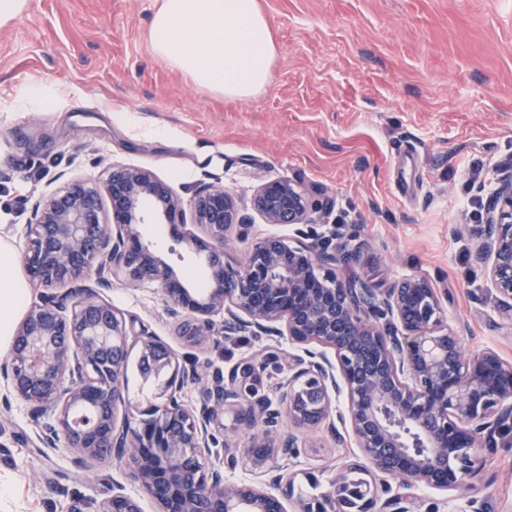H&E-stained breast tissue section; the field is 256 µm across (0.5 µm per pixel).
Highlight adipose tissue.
<instances>
[{"label":"adipose tissue","mask_w":512,"mask_h":512,"mask_svg":"<svg viewBox=\"0 0 512 512\" xmlns=\"http://www.w3.org/2000/svg\"><path fill=\"white\" fill-rule=\"evenodd\" d=\"M153 52L203 88L248 99L272 79L277 47L259 0H161L149 26ZM29 299L12 243L0 236V348Z\"/></svg>","instance_id":"ef3b65f1"}]
</instances>
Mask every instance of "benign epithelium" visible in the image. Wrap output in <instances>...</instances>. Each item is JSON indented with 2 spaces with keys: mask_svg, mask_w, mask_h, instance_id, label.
<instances>
[{
  "mask_svg": "<svg viewBox=\"0 0 512 512\" xmlns=\"http://www.w3.org/2000/svg\"><path fill=\"white\" fill-rule=\"evenodd\" d=\"M111 219L102 218V196ZM152 201L167 224L183 223L184 210L169 185L137 168H114L101 181L73 180L36 206L23 263L36 285L54 288L32 306L17 327L0 381L24 402L41 425L45 448L67 449L73 463L113 459L128 464L144 496L159 512H285L263 487L224 480L237 456L224 452V467H204L221 429V415L235 409L239 425L252 431L251 446L283 419L299 430L325 426L339 446L352 440L361 457L350 458L319 500H297L298 512H410L419 488L451 491L475 475L480 449L512 434V364L492 351L468 356L445 322L436 289L407 275L385 288L362 279H341L339 265L358 261L361 250L313 233L292 247L268 235L249 251L245 266L224 264L228 231L243 223L221 188L195 195L192 212L203 235L185 243L207 253L212 286L194 298L142 244V225ZM268 224H317L329 201L288 180L262 184L253 199ZM479 255L500 305L512 310V174L499 179L486 199ZM129 282H156L173 311L190 313L180 323L189 342L214 329L224 313V335L254 329L334 351H308L278 381L274 399L252 400L247 379L272 354L254 358L212 383L200 407L177 397L196 371L179 365L158 337L138 335L143 378L166 398L118 416L126 404L128 333L112 306L85 284L95 260ZM160 442L162 461L143 454L145 440ZM290 432L260 461L276 472L291 496L293 475L279 459L296 448ZM373 475L372 493L352 484L354 469ZM71 512H141L139 502L114 485L103 502H77Z\"/></svg>",
  "mask_w": 512,
  "mask_h": 512,
  "instance_id": "1",
  "label": "benign epithelium"
}]
</instances>
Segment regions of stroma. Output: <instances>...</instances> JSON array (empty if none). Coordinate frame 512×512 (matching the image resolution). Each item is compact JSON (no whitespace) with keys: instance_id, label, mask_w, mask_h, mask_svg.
I'll use <instances>...</instances> for the list:
<instances>
[{"instance_id":"stroma-1","label":"stroma","mask_w":512,"mask_h":512,"mask_svg":"<svg viewBox=\"0 0 512 512\" xmlns=\"http://www.w3.org/2000/svg\"><path fill=\"white\" fill-rule=\"evenodd\" d=\"M159 3L27 0L0 26V235L23 250L39 198L114 165L152 171L186 204L221 187L244 214L261 183L286 179L331 199L317 232L337 225L364 240L340 276L380 288L426 277L466 350L512 363V316L487 283L474 232L496 177L512 171V0H261L277 56L270 84L247 100L196 86L153 52ZM274 231L305 241L258 219L231 229L225 262L244 263ZM143 241L203 294V254L167 224ZM108 282L100 296L129 334L158 336L182 365L229 372L275 352L251 380L258 395L274 397L289 360L305 355L262 333L225 336L220 313L210 336L187 345L157 284ZM347 454L324 430L302 436L283 459L296 474L286 512L327 491ZM484 454L471 486L420 489L411 512H512V439ZM116 482L156 512L129 468L104 460L84 472L66 450L43 453L28 408L0 403V512H69L73 498H109Z\"/></svg>"}]
</instances>
